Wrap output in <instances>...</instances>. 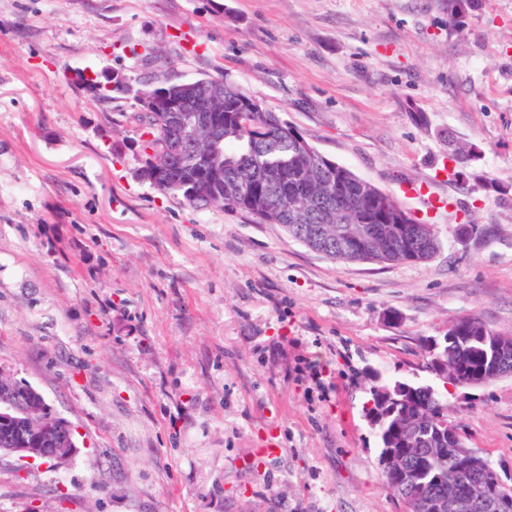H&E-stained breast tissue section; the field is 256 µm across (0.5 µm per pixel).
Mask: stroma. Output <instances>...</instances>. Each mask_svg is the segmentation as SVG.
I'll use <instances>...</instances> for the list:
<instances>
[{
    "label": "stroma",
    "mask_w": 512,
    "mask_h": 512,
    "mask_svg": "<svg viewBox=\"0 0 512 512\" xmlns=\"http://www.w3.org/2000/svg\"><path fill=\"white\" fill-rule=\"evenodd\" d=\"M79 70L227 79L391 194L463 170L434 186L438 252L337 261L160 192L137 103ZM469 314L512 336V0H0V375L79 445L0 461V512H403L369 373L426 380V339ZM446 396L512 474V374Z\"/></svg>",
    "instance_id": "obj_1"
}]
</instances>
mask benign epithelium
Segmentation results:
<instances>
[{"label":"benign epithelium","mask_w":512,"mask_h":512,"mask_svg":"<svg viewBox=\"0 0 512 512\" xmlns=\"http://www.w3.org/2000/svg\"><path fill=\"white\" fill-rule=\"evenodd\" d=\"M201 86L207 89V111H213L215 103L224 106V80L215 77L136 89L126 79L104 72L100 75H90V83L84 85V90L102 95L117 89L123 94L133 95L144 112L179 113L181 135L195 144L196 149L188 153H175L169 149L160 152L146 150V156L141 159L139 174L150 173L156 176L176 159L186 167L197 165L202 161V154L206 148H214L221 142L209 121L201 115L202 109L197 106L198 90ZM278 128L290 135L301 152L312 157L317 163H332L331 159L314 150L306 138L296 130L281 124ZM287 198L286 193L273 196L268 208V217L274 220L286 215L292 221L307 219V212L298 211L292 206H284ZM430 346L431 355L437 362L438 377L447 385L482 386L500 376L499 369L493 365L489 370L465 381L457 372L446 371L448 360L439 353L442 347L441 338L434 339ZM408 389L407 383L398 382L386 390L379 405L368 403L364 418L369 426L373 429L384 426L386 421L397 413ZM433 423L439 435L447 434L453 437V447L457 448L465 465L488 474L490 482L495 487V494L489 495L485 484L475 483L463 496L434 501L430 504L431 512H508L512 509V476L502 478L487 459L468 448L463 439L456 436L455 422L448 417V410L445 409L436 415ZM1 427L11 432V435L7 437L6 445H0V461L14 458L34 462L49 458L55 465L63 466L79 452L73 429L66 421L52 415L39 391L29 384L0 376ZM380 465L389 473L399 474L405 469V456L401 452L386 451L381 455ZM387 488L400 497L404 512H424L425 507L421 500L404 494L399 485L389 484Z\"/></svg>","instance_id":"obj_1"}]
</instances>
